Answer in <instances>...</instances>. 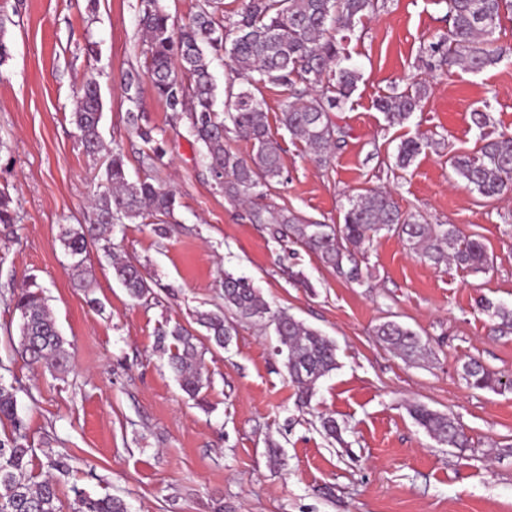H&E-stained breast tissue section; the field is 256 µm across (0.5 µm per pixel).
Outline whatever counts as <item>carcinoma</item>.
<instances>
[{
  "instance_id": "1",
  "label": "carcinoma",
  "mask_w": 512,
  "mask_h": 512,
  "mask_svg": "<svg viewBox=\"0 0 512 512\" xmlns=\"http://www.w3.org/2000/svg\"><path fill=\"white\" fill-rule=\"evenodd\" d=\"M446 4L448 30L422 48L429 61L477 73L512 54V49L498 44L495 37L502 18L512 14V0H446ZM379 8V0H241L236 13L226 16L220 13L217 0H203L191 21L180 25L160 0H142L146 74L172 118L187 120V132L204 148L203 161L226 200L236 203L262 197L283 176L281 147L271 133L261 98L269 87L293 91L294 100L281 112L279 124L319 160H327L340 147L346 131L333 121L331 113L342 108L360 79L357 68L345 64L344 43L363 18ZM220 53L232 63L239 83L226 85L224 108L219 112L210 55ZM121 89L130 105L127 123L151 145L150 159L162 161L166 155L163 142L142 124L140 73H126ZM427 93L426 83H416L380 99L378 108L389 123L401 124L420 107ZM102 108L98 83L90 77L72 121L83 152L92 157L106 150L100 131ZM232 135L251 143L254 154L250 160L226 147L225 141ZM432 145L433 140L424 135L401 141L395 166L408 168ZM448 162L465 189L485 199L497 198L512 190V133L487 136L479 151L453 154ZM104 178L105 191L94 196L95 223L71 229L61 238L66 253L75 260L74 268L82 275L83 287L87 286L84 262L89 248L99 243L102 250L111 251L107 231L148 216L170 219L177 203L174 190L158 179L131 180L124 154L117 147L108 157ZM249 220L267 225L277 242L289 238L301 244L324 266L351 281L362 277L361 247L383 232L405 239L418 258L435 266L451 261L464 270L480 272L493 262L479 240L461 235L448 224H430L418 212L402 210L390 192L379 189L348 198L343 223L328 231L323 224H310L295 213L267 206L251 207ZM13 223L12 199L0 192V224ZM113 273L130 297L142 299L151 294V281L139 261L115 262ZM222 288L224 305L196 314L195 323L205 329L204 336L179 323L157 336L156 345L167 355L180 388L196 400L209 387L201 356L207 343L218 348L231 343L234 327L224 316L230 311L241 319L266 318L274 326L276 353L284 358L301 403H308L320 380L338 368L335 343L287 311L272 310L246 277L226 272ZM10 304L20 319L16 347L20 357L54 371L66 370V341L42 289L31 282L12 294ZM483 307L499 319V329L512 331L511 308L488 300ZM375 335L407 359L426 350L418 332L395 320L379 324ZM464 375L473 389H508V380L477 361L464 365ZM410 414L438 442L462 451L468 447L462 427L447 414L424 405L412 406ZM5 423L10 431L0 436V512H61L53 481H38L32 473V451L25 445L26 424L18 413L17 390L0 381V424ZM70 461L69 455L58 453L48 456L45 466L65 474ZM73 493V512H128L119 496L95 495L76 487Z\"/></svg>"
}]
</instances>
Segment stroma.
<instances>
[{
  "label": "stroma",
  "mask_w": 512,
  "mask_h": 512,
  "mask_svg": "<svg viewBox=\"0 0 512 512\" xmlns=\"http://www.w3.org/2000/svg\"><path fill=\"white\" fill-rule=\"evenodd\" d=\"M140 0H0L10 59L0 65V191L17 219L0 225V379L17 389L36 476L51 452L69 454L58 476L62 512L73 487L122 497L129 512H512V390H475L463 367L479 360L512 376V333L498 330L483 300L512 307V191L494 200L460 186L449 166L471 154L480 131L512 132V56L479 73L426 70L424 42L447 28L444 0H387L364 18L345 49L361 79L333 120L347 133L329 162L281 128L291 96L264 90V110L284 164L266 198L311 223L336 225L348 197L392 193L401 209L479 239L489 271L421 261L395 235L361 249L363 279L350 282L292 242L276 243L247 210L224 199L202 148L171 119L150 82L142 107L167 153L162 162L126 123L120 83L142 70ZM104 102L107 147H121L131 179L159 177L176 193L175 222L159 236L150 221L115 226L113 253L91 247L90 288L77 285L61 237L93 223L91 198L104 184L105 157L85 156L70 114L87 77ZM427 81L421 110L389 124L377 102ZM434 144L407 171L399 143ZM140 261L158 286L136 300L113 276V255ZM310 289L289 282L285 267ZM252 280L271 308L286 309L336 344L339 367L308 407L298 404L276 337L265 320L236 324L227 348H209L204 403L180 388L155 344L165 323L195 328L196 312L220 304L225 273ZM37 282L69 343L66 372L16 356L19 317L10 291ZM386 320L416 330L428 349L411 360L376 336ZM455 418L466 450L438 444L411 417L414 405ZM330 416L340 430L328 437Z\"/></svg>",
  "instance_id": "35a3bbf8"
}]
</instances>
